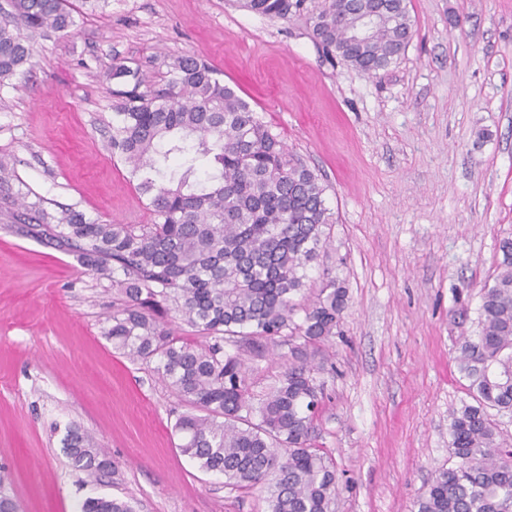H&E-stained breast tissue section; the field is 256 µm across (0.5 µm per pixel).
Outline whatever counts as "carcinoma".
<instances>
[{
  "instance_id": "cac0c4a2",
  "label": "carcinoma",
  "mask_w": 512,
  "mask_h": 512,
  "mask_svg": "<svg viewBox=\"0 0 512 512\" xmlns=\"http://www.w3.org/2000/svg\"><path fill=\"white\" fill-rule=\"evenodd\" d=\"M10 15L43 37L76 25L65 0H7ZM269 18L286 19L301 0H243ZM311 33L329 55L373 75L405 52L413 35L407 0H388L368 38L336 18V0L311 17ZM33 57L30 43L0 24V94ZM112 154L148 201L150 224H112L13 191L0 160V189L21 232L75 253L93 274L112 281L120 306L105 337L133 362L155 365L187 407L174 428L179 450L231 488L266 489L268 512H330L338 477L332 457L314 446L322 402L312 361L340 333L347 290L337 280L304 297L307 270L325 250L331 214L326 186L294 157L248 101L194 56L167 64L162 84L113 62ZM214 172L195 177L198 156ZM501 271L483 287L476 339L456 357L473 399L449 413L454 465L435 471L414 512H512V444L488 413L512 411V238L501 240ZM303 316L295 320L297 309ZM175 311L197 337L178 336ZM288 346L278 385L256 394L253 369L271 346ZM63 446L74 469L97 482L116 472L112 457L79 427ZM80 512H133L119 498L86 499Z\"/></svg>"
}]
</instances>
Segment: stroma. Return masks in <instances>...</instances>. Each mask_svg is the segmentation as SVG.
I'll use <instances>...</instances> for the list:
<instances>
[{
  "mask_svg": "<svg viewBox=\"0 0 512 512\" xmlns=\"http://www.w3.org/2000/svg\"><path fill=\"white\" fill-rule=\"evenodd\" d=\"M238 0H107L66 36L34 38L0 98V158L48 212L118 224L151 215L113 157V61L160 81L192 55L221 73L321 179L333 215L308 270L348 291L322 347L319 446L339 479L332 512H412L450 466L448 412L468 400L460 342L479 334L483 285L512 235V0H409L414 35L377 76L328 58L308 18ZM116 294L76 256L25 236L0 199V496L16 512H78L90 497L135 512H267L178 446L183 404L104 335ZM78 426L118 464L82 481L62 440Z\"/></svg>",
  "mask_w": 512,
  "mask_h": 512,
  "instance_id": "stroma-1",
  "label": "stroma"
}]
</instances>
